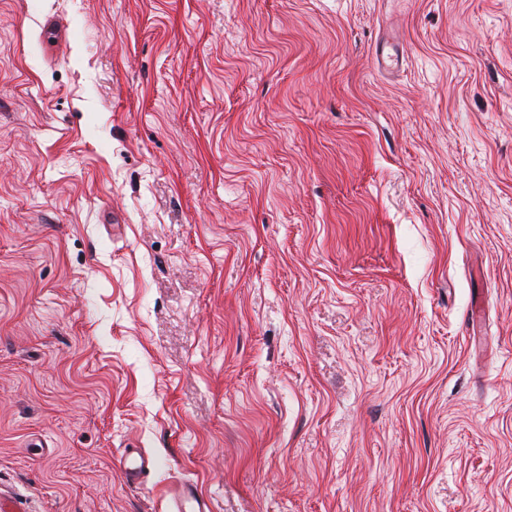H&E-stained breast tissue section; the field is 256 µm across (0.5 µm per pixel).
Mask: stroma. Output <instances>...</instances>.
I'll list each match as a JSON object with an SVG mask.
<instances>
[{"label": "stroma", "mask_w": 512, "mask_h": 512, "mask_svg": "<svg viewBox=\"0 0 512 512\" xmlns=\"http://www.w3.org/2000/svg\"><path fill=\"white\" fill-rule=\"evenodd\" d=\"M186 486L512 512V0H0V512Z\"/></svg>", "instance_id": "obj_1"}]
</instances>
